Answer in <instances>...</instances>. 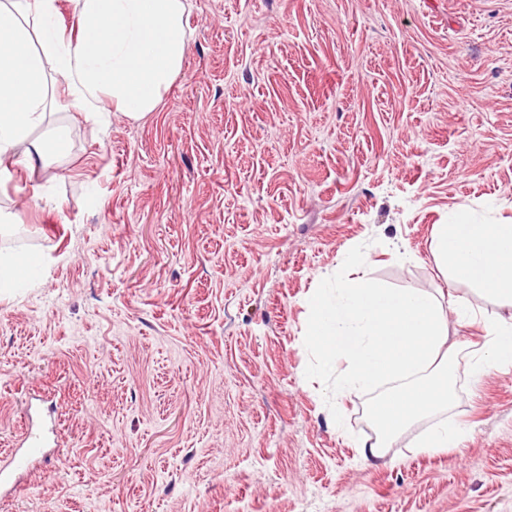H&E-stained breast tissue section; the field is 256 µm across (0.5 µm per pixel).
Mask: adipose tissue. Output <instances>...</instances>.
Segmentation results:
<instances>
[{"label":"adipose tissue","mask_w":512,"mask_h":512,"mask_svg":"<svg viewBox=\"0 0 512 512\" xmlns=\"http://www.w3.org/2000/svg\"><path fill=\"white\" fill-rule=\"evenodd\" d=\"M75 23L57 20L56 0H0V160L50 164L68 148L66 130L46 119L55 93L76 107L138 121L154 112L180 73L187 48L184 0H77ZM54 66L61 84L50 82ZM431 252L451 280L512 306V224L453 212L435 225ZM305 346L315 370L333 375L337 399L386 386L373 418L371 457L406 427L446 410L451 399L448 319L482 321L469 351L471 376L512 366V319L483 320L467 299L442 302L422 288L394 289L367 274L317 288L307 299Z\"/></svg>","instance_id":"obj_1"}]
</instances>
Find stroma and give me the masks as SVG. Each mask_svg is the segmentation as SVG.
Masks as SVG:
<instances>
[{"mask_svg":"<svg viewBox=\"0 0 512 512\" xmlns=\"http://www.w3.org/2000/svg\"><path fill=\"white\" fill-rule=\"evenodd\" d=\"M155 112L100 127L66 101L65 157L0 185V456L33 394L56 445L0 512H512V367L469 382L466 438L382 458L376 388L344 401L302 344L306 299L367 272L512 309L446 278L433 225L512 223V0H185Z\"/></svg>","mask_w":512,"mask_h":512,"instance_id":"stroma-1","label":"stroma"}]
</instances>
